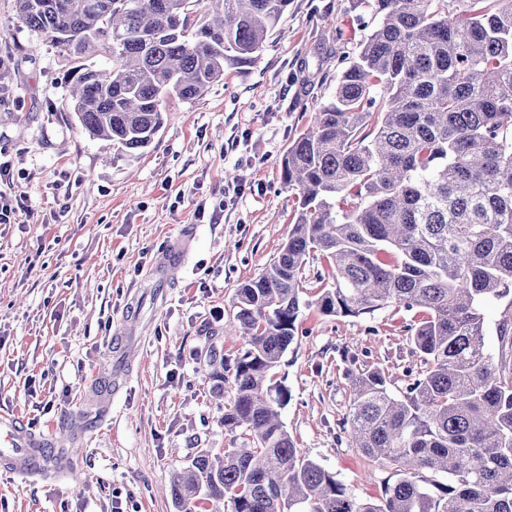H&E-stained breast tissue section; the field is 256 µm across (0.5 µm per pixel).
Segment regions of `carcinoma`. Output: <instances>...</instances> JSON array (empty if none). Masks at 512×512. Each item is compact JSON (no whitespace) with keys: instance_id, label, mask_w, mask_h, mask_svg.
<instances>
[{"instance_id":"carcinoma-1","label":"carcinoma","mask_w":512,"mask_h":512,"mask_svg":"<svg viewBox=\"0 0 512 512\" xmlns=\"http://www.w3.org/2000/svg\"><path fill=\"white\" fill-rule=\"evenodd\" d=\"M17 0L61 44L71 110L93 139L149 147L165 100L199 99L224 68L253 65L291 0ZM377 20L338 74L336 96L289 147L299 192L276 261L237 290L245 347L213 354L230 389L224 428L244 443L201 450L175 475L176 512H512V364L485 343L482 306L512 291V0H360ZM112 57V70L83 62ZM319 254L333 282L310 303L300 272ZM358 316L419 309L409 327L425 369L400 394L379 368L350 374L352 447L395 469L377 499L306 457L278 408L273 370L301 307Z\"/></svg>"}]
</instances>
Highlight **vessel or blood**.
<instances>
[{
	"label": "vessel or blood",
	"instance_id": "1",
	"mask_svg": "<svg viewBox=\"0 0 512 512\" xmlns=\"http://www.w3.org/2000/svg\"><path fill=\"white\" fill-rule=\"evenodd\" d=\"M189 246L190 241L185 238L162 252L153 269L157 282H166L181 267ZM59 442L57 429L36 432L13 414L0 413V470L20 479L43 474L46 471L45 452L57 447Z\"/></svg>",
	"mask_w": 512,
	"mask_h": 512
}]
</instances>
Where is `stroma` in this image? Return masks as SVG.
Returning <instances> with one entry per match:
<instances>
[{"instance_id": "obj_1", "label": "stroma", "mask_w": 512, "mask_h": 512, "mask_svg": "<svg viewBox=\"0 0 512 512\" xmlns=\"http://www.w3.org/2000/svg\"><path fill=\"white\" fill-rule=\"evenodd\" d=\"M370 17L355 0H292L247 72L225 68L191 102L168 98L152 145L129 153L79 131L70 58L0 0V161L11 168L0 196L28 207L0 224V411L61 428L55 471H0V512H176L175 473L199 449L233 447L228 397L206 364L243 345L228 331L236 291L277 257L298 203L281 160L332 100L339 58L358 54ZM218 206V223L198 218ZM185 234L183 268L158 286V253ZM418 317L309 305L276 369L290 437L361 497L394 476L351 446L349 375L376 365L402 391L407 370L424 367L409 331Z\"/></svg>"}]
</instances>
